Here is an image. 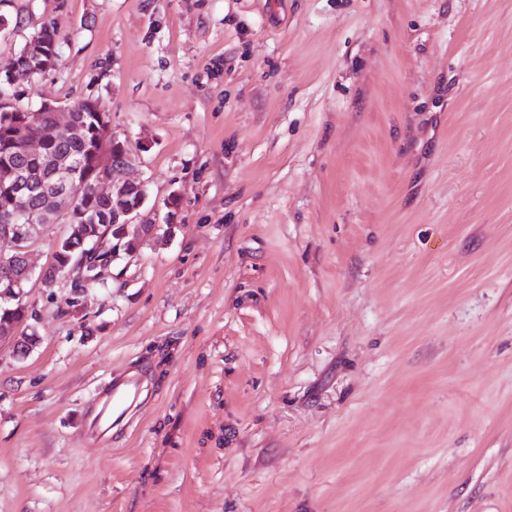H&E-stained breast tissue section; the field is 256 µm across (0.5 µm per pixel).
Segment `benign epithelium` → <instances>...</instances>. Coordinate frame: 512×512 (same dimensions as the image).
<instances>
[{
    "instance_id": "7a95c632",
    "label": "benign epithelium",
    "mask_w": 512,
    "mask_h": 512,
    "mask_svg": "<svg viewBox=\"0 0 512 512\" xmlns=\"http://www.w3.org/2000/svg\"><path fill=\"white\" fill-rule=\"evenodd\" d=\"M10 106L11 103L0 91V124L8 129L13 141L22 143L28 155L44 154L43 141L32 137L29 127L39 123L46 115L50 117L55 131L65 135L73 133L74 109L71 107L67 109V118L63 121L58 108L50 103L28 111L23 119L12 116ZM87 106L97 113L99 125L106 133L97 153V188L107 190V194L112 196V224L116 228L112 236V258L115 259L122 252L127 255L134 253V249L126 248L124 241L137 246L143 239L157 235L163 225L156 223L154 213L146 209V182L135 174L127 144L112 131L111 120L100 106L93 102L87 103ZM74 167L75 159L63 150L50 158L48 180L52 189L36 206L32 205L27 191L26 172L20 168L6 170L3 195L0 196V214L7 217L8 223L0 226V239L9 240L12 247L7 252L0 250V265L13 266L15 272L9 284L0 292V305L23 307L26 288L33 276L29 254L40 230L49 225L68 226L67 234L56 241L54 252H59L63 246L73 251L75 247L70 242L80 239L82 255L78 269L81 278L85 282L99 278V274L95 273L98 264L90 261V258L100 253L104 235L90 229L80 231L79 225H95L98 217L77 206ZM22 326L21 320L0 323V344L8 342L11 354L18 358L28 356L33 350V346L23 345L27 336Z\"/></svg>"
}]
</instances>
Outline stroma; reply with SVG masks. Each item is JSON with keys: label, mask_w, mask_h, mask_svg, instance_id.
<instances>
[{"label": "stroma", "mask_w": 512, "mask_h": 512, "mask_svg": "<svg viewBox=\"0 0 512 512\" xmlns=\"http://www.w3.org/2000/svg\"><path fill=\"white\" fill-rule=\"evenodd\" d=\"M174 229L0 352V512H512V0H0ZM136 377L106 436L96 401ZM36 35V42L37 44L41 45V42L52 44L50 47V52L45 53L46 60L43 62L42 69L43 71H46L48 69H51L56 64V52H57V29L53 22L44 23L43 26L39 29L38 32L34 33ZM34 35H31L29 38L33 37Z\"/></svg>", "instance_id": "1"}]
</instances>
